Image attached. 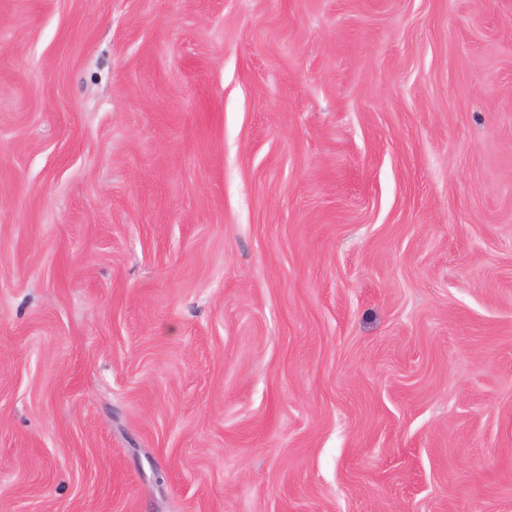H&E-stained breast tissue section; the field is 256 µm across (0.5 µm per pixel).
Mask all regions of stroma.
<instances>
[{
  "label": "stroma",
  "instance_id": "stroma-1",
  "mask_svg": "<svg viewBox=\"0 0 512 512\" xmlns=\"http://www.w3.org/2000/svg\"><path fill=\"white\" fill-rule=\"evenodd\" d=\"M0 512H512V0H0Z\"/></svg>",
  "mask_w": 512,
  "mask_h": 512
}]
</instances>
